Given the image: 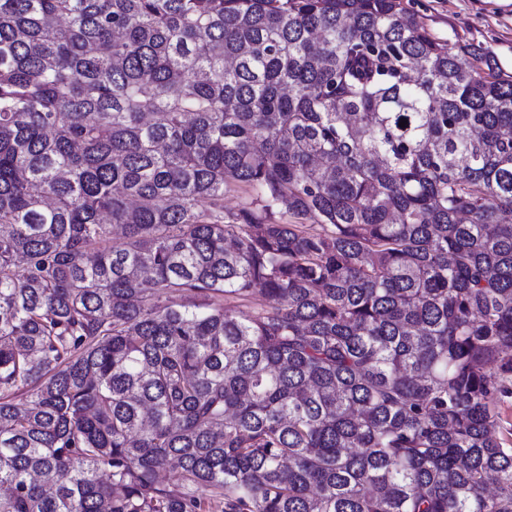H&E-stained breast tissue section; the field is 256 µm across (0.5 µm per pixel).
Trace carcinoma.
I'll return each mask as SVG.
<instances>
[{"instance_id": "obj_1", "label": "carcinoma", "mask_w": 512, "mask_h": 512, "mask_svg": "<svg viewBox=\"0 0 512 512\" xmlns=\"http://www.w3.org/2000/svg\"><path fill=\"white\" fill-rule=\"evenodd\" d=\"M506 212L400 0H0V512H512ZM506 386L509 392L495 395L493 404L500 417L499 437L507 442L509 447L512 445V379L506 382Z\"/></svg>"}]
</instances>
